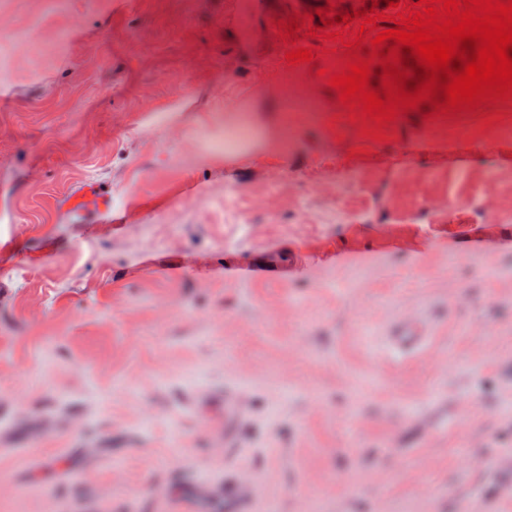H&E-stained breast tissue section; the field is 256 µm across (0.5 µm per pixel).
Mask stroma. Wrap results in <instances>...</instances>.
<instances>
[{
  "instance_id": "35a3bbf8",
  "label": "stroma",
  "mask_w": 512,
  "mask_h": 512,
  "mask_svg": "<svg viewBox=\"0 0 512 512\" xmlns=\"http://www.w3.org/2000/svg\"><path fill=\"white\" fill-rule=\"evenodd\" d=\"M227 14L0 0V512H225L248 471L237 512H512V108L374 141L334 56ZM260 67L319 117L215 154L233 115L283 122ZM91 182L111 215L73 208ZM391 345L399 351L415 350L423 345L427 339L418 319L403 318L397 322Z\"/></svg>"
}]
</instances>
